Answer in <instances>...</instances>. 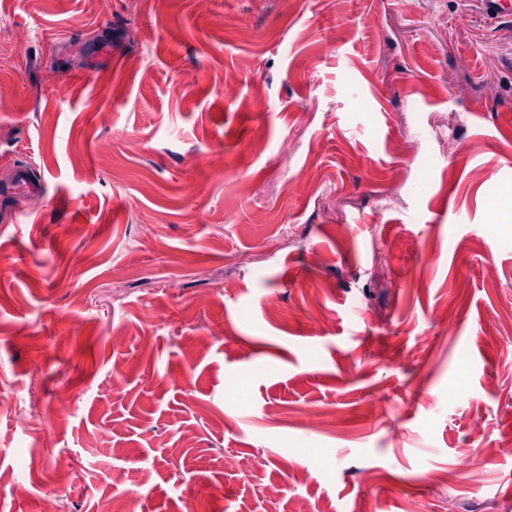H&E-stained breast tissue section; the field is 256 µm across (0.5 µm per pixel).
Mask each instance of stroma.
<instances>
[{
  "label": "stroma",
  "instance_id": "stroma-1",
  "mask_svg": "<svg viewBox=\"0 0 512 512\" xmlns=\"http://www.w3.org/2000/svg\"><path fill=\"white\" fill-rule=\"evenodd\" d=\"M0 19L30 34L0 45V182L43 181L0 204V471L30 481L0 512L117 488L131 512H512V456L465 464L512 437L511 21L480 0ZM42 188L41 181L26 166L20 165L14 169L13 179L6 187V193L17 195L20 192L27 194L38 193ZM234 469L243 481L257 486L263 495L274 497L282 493L280 488L265 486L258 482L254 463L249 456H239L234 462Z\"/></svg>",
  "mask_w": 512,
  "mask_h": 512
}]
</instances>
